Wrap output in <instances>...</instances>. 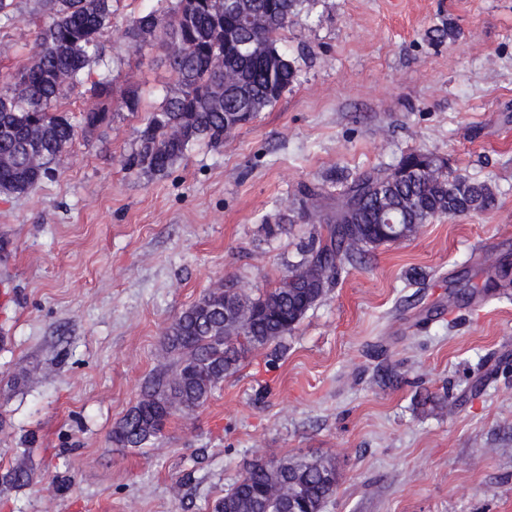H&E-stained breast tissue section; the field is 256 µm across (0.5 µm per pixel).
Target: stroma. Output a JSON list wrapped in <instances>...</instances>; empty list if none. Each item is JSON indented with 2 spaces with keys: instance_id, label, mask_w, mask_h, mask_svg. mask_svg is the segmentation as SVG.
I'll list each match as a JSON object with an SVG mask.
<instances>
[{
  "instance_id": "obj_1",
  "label": "stroma",
  "mask_w": 512,
  "mask_h": 512,
  "mask_svg": "<svg viewBox=\"0 0 512 512\" xmlns=\"http://www.w3.org/2000/svg\"><path fill=\"white\" fill-rule=\"evenodd\" d=\"M156 6L116 0L103 37L140 112L116 110L27 193H0V468L26 453L36 469L0 512H210L252 462L284 457L335 462L324 512H512V292L484 285L512 262V0H314L280 33L297 76L272 106L136 175L119 160L174 81L164 49L123 30ZM41 22L40 0H14L0 76L29 62ZM412 150L491 183L496 207L368 249L285 353L246 352L154 444L113 445L170 363L176 316L228 280L274 286L335 205L308 187ZM460 274L478 288L467 304L448 297Z\"/></svg>"
}]
</instances>
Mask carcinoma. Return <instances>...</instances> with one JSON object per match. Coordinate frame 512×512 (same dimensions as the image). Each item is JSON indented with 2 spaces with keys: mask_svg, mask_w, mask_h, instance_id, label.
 Returning <instances> with one entry per match:
<instances>
[{
  "mask_svg": "<svg viewBox=\"0 0 512 512\" xmlns=\"http://www.w3.org/2000/svg\"><path fill=\"white\" fill-rule=\"evenodd\" d=\"M46 21L39 26L34 59L0 78V191L27 192L51 172L57 155L75 137L76 126L58 114L64 91L91 83L98 102L82 111L88 131L112 122L110 74L92 79L103 62V37L112 23V0H41ZM162 10L132 17L124 37H152L166 50L174 88L138 128L134 146L121 159L129 173L164 175L194 144L224 143L227 123L244 125L275 103L292 85L294 61L278 47L288 19L310 0H160ZM119 108L141 110L138 91L127 90ZM497 196L486 181L448 173L445 158L410 151L390 171L372 169L340 182L336 209L324 218L327 236L300 246L277 285L252 297L231 281L204 294L182 311L164 336L174 367L150 375L140 398L112 428V443L141 448L160 438L172 418L204 407L224 377L237 371L243 352L264 347L292 332L344 268L367 248L393 243L392 225L403 239L438 217L494 208ZM512 286V268L497 267L487 288ZM19 463L0 472V490L31 483ZM338 474L325 458L258 460L233 488L217 498L212 512H288L287 489L298 512H323L335 495Z\"/></svg>",
  "mask_w": 512,
  "mask_h": 512,
  "instance_id": "cac0c4a2",
  "label": "carcinoma"
}]
</instances>
